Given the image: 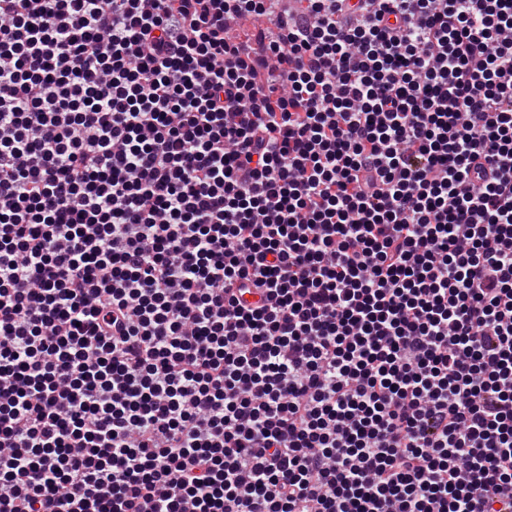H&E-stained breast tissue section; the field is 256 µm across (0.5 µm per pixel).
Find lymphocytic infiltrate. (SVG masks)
Segmentation results:
<instances>
[{
    "label": "lymphocytic infiltrate",
    "mask_w": 512,
    "mask_h": 512,
    "mask_svg": "<svg viewBox=\"0 0 512 512\" xmlns=\"http://www.w3.org/2000/svg\"><path fill=\"white\" fill-rule=\"evenodd\" d=\"M0 0V512H512V0Z\"/></svg>",
    "instance_id": "lymphocytic-infiltrate-1"
}]
</instances>
